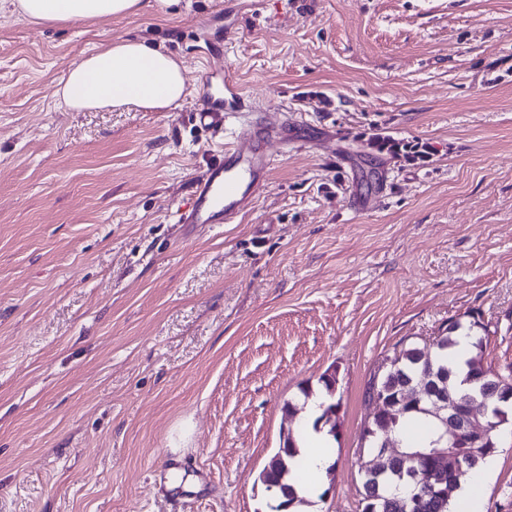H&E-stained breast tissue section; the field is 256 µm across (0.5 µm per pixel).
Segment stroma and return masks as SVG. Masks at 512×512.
Here are the masks:
<instances>
[{"instance_id":"35a3bbf8","label":"stroma","mask_w":512,"mask_h":512,"mask_svg":"<svg viewBox=\"0 0 512 512\" xmlns=\"http://www.w3.org/2000/svg\"><path fill=\"white\" fill-rule=\"evenodd\" d=\"M126 38L184 66L185 98L59 108L69 67ZM228 81L298 141L238 223L183 224L230 141L194 114ZM473 310L512 363V0L0 11V512H270L284 406L331 368L333 491L299 512H357L371 375ZM495 458L485 512H512V443Z\"/></svg>"}]
</instances>
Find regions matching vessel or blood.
Returning <instances> with one entry per match:
<instances>
[{
    "label": "vessel or blood",
    "instance_id": "vessel-or-blood-1",
    "mask_svg": "<svg viewBox=\"0 0 512 512\" xmlns=\"http://www.w3.org/2000/svg\"><path fill=\"white\" fill-rule=\"evenodd\" d=\"M195 119L205 128L231 126L234 144L225 146L196 182L180 216L184 224H233L254 204L273 164L272 142L288 144V119L272 123L263 112L249 111L233 85L224 97L208 103Z\"/></svg>",
    "mask_w": 512,
    "mask_h": 512
}]
</instances>
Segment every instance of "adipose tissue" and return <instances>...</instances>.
<instances>
[{
	"label": "adipose tissue",
	"instance_id": "adipose-tissue-1",
	"mask_svg": "<svg viewBox=\"0 0 512 512\" xmlns=\"http://www.w3.org/2000/svg\"><path fill=\"white\" fill-rule=\"evenodd\" d=\"M180 0H0L29 20L39 23H85L95 19L133 16L178 5ZM186 92L181 64L170 53L137 39H123L95 50L68 70L57 84L54 96L69 112L104 110L133 104L146 109L167 110ZM318 413L310 402L306 420L298 432L301 453L308 471L296 476L300 496L311 498L320 491V478L331 463L324 434L311 422Z\"/></svg>",
	"mask_w": 512,
	"mask_h": 512
}]
</instances>
